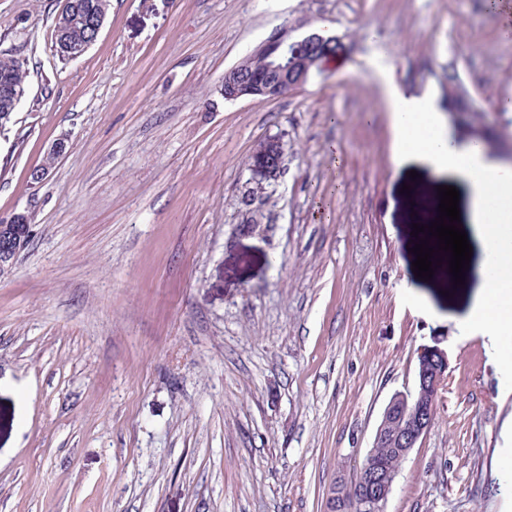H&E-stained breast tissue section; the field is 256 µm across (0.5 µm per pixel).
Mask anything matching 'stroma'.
I'll return each mask as SVG.
<instances>
[{
    "instance_id": "1",
    "label": "stroma",
    "mask_w": 512,
    "mask_h": 512,
    "mask_svg": "<svg viewBox=\"0 0 512 512\" xmlns=\"http://www.w3.org/2000/svg\"><path fill=\"white\" fill-rule=\"evenodd\" d=\"M63 3L0 0V53L27 64L0 217L33 229L0 278V512H324L428 347L450 365L386 512H512V375L461 322L480 256L461 283L445 251L415 276L448 181L395 168L371 66L446 109L456 63L498 129L448 124L504 159L512 0H109L76 58L52 42ZM324 22L347 47L324 71L225 100L276 28ZM282 152V146L278 141H269L261 149L260 154L255 157L253 170L274 177L279 170Z\"/></svg>"
}]
</instances>
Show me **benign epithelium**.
<instances>
[{
	"instance_id": "1",
	"label": "benign epithelium",
	"mask_w": 512,
	"mask_h": 512,
	"mask_svg": "<svg viewBox=\"0 0 512 512\" xmlns=\"http://www.w3.org/2000/svg\"><path fill=\"white\" fill-rule=\"evenodd\" d=\"M77 11L60 14L56 19L59 52L71 58L80 56L88 45L71 47L64 40ZM293 28L283 26L275 30L256 47V53L267 64L264 69L244 73L232 67L224 73V99L237 100L251 97L257 100H272L283 96L287 89L293 91L308 80L307 72L296 75L288 65V48L297 42L292 36ZM448 94L479 111L468 86L457 81L448 86ZM282 156V146L277 141L264 145L255 157L253 170L269 177L276 175ZM30 225L23 213H17L7 222L0 223V239L10 240L11 248L4 259H0V277L15 267L25 250ZM448 369V354L437 348H425L418 356L413 386L395 391L385 405L375 429L371 448L365 454L357 477L349 484V495L338 498L337 483H332L327 492V512H386V505L393 490L399 470L377 454L376 449L386 446L406 457L430 431L434 424L436 401L443 386Z\"/></svg>"
}]
</instances>
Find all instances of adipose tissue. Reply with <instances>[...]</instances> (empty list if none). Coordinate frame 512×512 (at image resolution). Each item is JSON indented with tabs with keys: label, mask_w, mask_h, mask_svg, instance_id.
Wrapping results in <instances>:
<instances>
[{
	"label": "adipose tissue",
	"mask_w": 512,
	"mask_h": 512,
	"mask_svg": "<svg viewBox=\"0 0 512 512\" xmlns=\"http://www.w3.org/2000/svg\"><path fill=\"white\" fill-rule=\"evenodd\" d=\"M376 70L395 136L394 166L427 167L454 181L469 200L472 236L484 261L465 326L512 339V165L478 142L460 141L431 98L408 93L389 78L386 65Z\"/></svg>",
	"instance_id": "1"
}]
</instances>
